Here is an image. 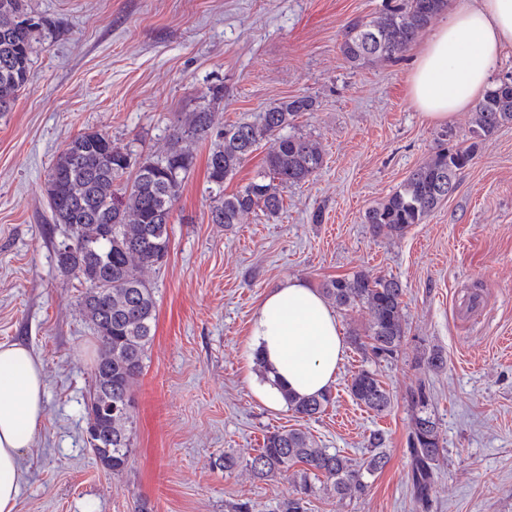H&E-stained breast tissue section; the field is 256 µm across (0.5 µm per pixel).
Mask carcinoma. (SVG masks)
<instances>
[{"label":"carcinoma","mask_w":512,"mask_h":512,"mask_svg":"<svg viewBox=\"0 0 512 512\" xmlns=\"http://www.w3.org/2000/svg\"><path fill=\"white\" fill-rule=\"evenodd\" d=\"M448 11V0H395L370 18H355L340 43L343 59L359 68L393 61L407 52L431 22ZM25 0H0V112L9 110L29 81L33 40L47 21L26 26ZM308 96H296L266 107L252 120L221 126L208 109L191 112L177 124L164 152L132 163L131 153L97 131L74 137L57 154L47 176L46 193L52 220L76 240L75 249L57 252L59 267L83 286L80 310L98 339L92 365V386L84 402L87 428L97 431L96 460L114 475L123 473L132 454L133 386L156 321L154 288L144 278L147 269L162 266L170 244V217L179 189L193 163L190 144L212 141L208 158L209 195L214 224H239L261 211L276 215L284 207L280 188L314 177L323 167L320 143L290 133L300 114L314 110ZM512 124V80L491 87L475 104L471 138L485 139ZM272 141L263 171L242 189L224 193V183L263 141ZM475 144L438 147L400 187L370 207L364 216L373 233L399 238L422 224L458 187V175L470 165ZM134 177L123 191L117 182L130 168ZM323 293L338 308L361 307L368 315L364 333L351 335L358 350L375 358L392 356L406 333L404 288L393 276L358 271L330 279ZM352 398L381 414L390 395L377 375L362 369L351 377ZM288 409L314 418L331 401V393L311 397L285 393ZM407 400L414 411L409 438L410 480L416 509L429 512L438 475L440 432L429 411L425 386L411 389ZM385 454L375 452L360 464L318 448L299 428L276 430L264 439L250 468L259 479L291 476L293 490L279 502V512H307L313 493L309 478L332 481L345 498L365 489L364 478L381 471ZM300 470H295V467Z\"/></svg>","instance_id":"1"}]
</instances>
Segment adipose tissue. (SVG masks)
Instances as JSON below:
<instances>
[{"mask_svg":"<svg viewBox=\"0 0 512 512\" xmlns=\"http://www.w3.org/2000/svg\"><path fill=\"white\" fill-rule=\"evenodd\" d=\"M512 49V0H453L446 19L414 58L406 82L412 105L445 122L483 97ZM251 348L273 370L257 397L280 407L283 390L301 396L329 389L345 344L335 311L321 293L289 279L270 289L255 315ZM40 360L25 345L0 342V512H16L21 461L45 418Z\"/></svg>","mask_w":512,"mask_h":512,"instance_id":"obj_1","label":"adipose tissue"}]
</instances>
